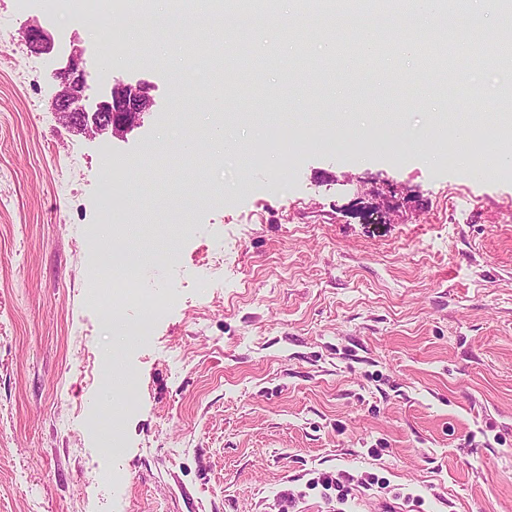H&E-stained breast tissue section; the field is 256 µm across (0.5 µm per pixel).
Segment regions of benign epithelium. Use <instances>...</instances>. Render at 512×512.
I'll return each mask as SVG.
<instances>
[{
  "label": "benign epithelium",
  "mask_w": 512,
  "mask_h": 512,
  "mask_svg": "<svg viewBox=\"0 0 512 512\" xmlns=\"http://www.w3.org/2000/svg\"><path fill=\"white\" fill-rule=\"evenodd\" d=\"M26 42L38 52L51 51L50 39L40 29L28 31ZM53 78L62 85V91L55 99V111L65 115L75 125L85 126L90 121L97 129L110 128L112 134L119 135L138 125L141 115L151 108V100L145 96L141 85L117 80L110 93L97 102L90 114L79 105L86 85L84 70L70 63L66 68L54 71Z\"/></svg>",
  "instance_id": "benign-epithelium-1"
}]
</instances>
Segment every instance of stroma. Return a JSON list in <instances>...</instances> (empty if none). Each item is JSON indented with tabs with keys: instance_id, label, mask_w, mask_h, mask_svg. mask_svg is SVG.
Instances as JSON below:
<instances>
[{
	"instance_id": "1",
	"label": "stroma",
	"mask_w": 512,
	"mask_h": 512,
	"mask_svg": "<svg viewBox=\"0 0 512 512\" xmlns=\"http://www.w3.org/2000/svg\"><path fill=\"white\" fill-rule=\"evenodd\" d=\"M128 24L118 12L94 30L42 0H0V512H512V165L478 176L434 157L457 125L454 85L495 92L502 73L433 77L388 57L400 79L382 87L358 70L347 129L376 126L387 97L419 151L375 137L337 152L324 130L290 125L277 134L300 150L277 179L210 141L220 125L260 149L255 100L211 110L201 67L178 100L177 43L118 68L102 58L98 40L123 47ZM33 26L52 51L30 52ZM322 38L309 24L296 72L279 33H263L247 82L286 110L335 109L344 59L324 58ZM76 53L86 110L115 79L146 87L140 126L116 137L55 112L53 73ZM465 114L512 145V113L478 99ZM106 152L141 165L133 241L111 242L142 264L140 288L169 299L150 339L129 344L89 296ZM110 356L127 377L117 396L100 375ZM321 473L385 487L342 504L310 488Z\"/></svg>"
}]
</instances>
